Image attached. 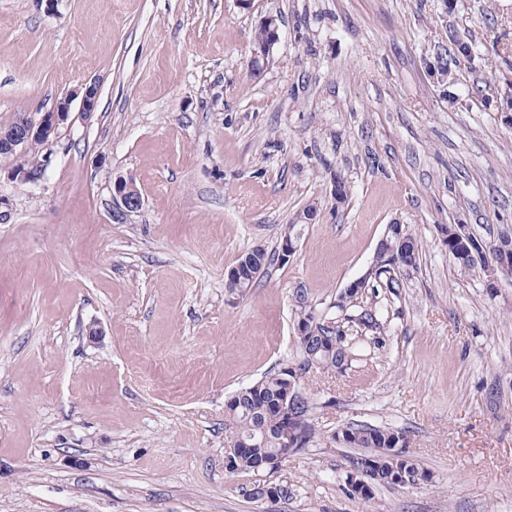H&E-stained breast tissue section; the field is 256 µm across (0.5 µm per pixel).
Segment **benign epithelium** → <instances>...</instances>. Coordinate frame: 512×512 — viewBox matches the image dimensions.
Returning <instances> with one entry per match:
<instances>
[{
  "instance_id": "obj_1",
  "label": "benign epithelium",
  "mask_w": 512,
  "mask_h": 512,
  "mask_svg": "<svg viewBox=\"0 0 512 512\" xmlns=\"http://www.w3.org/2000/svg\"><path fill=\"white\" fill-rule=\"evenodd\" d=\"M261 24L267 28L269 38L257 49L251 50L253 61L268 62L273 57L276 44L279 41L280 20L268 15ZM100 96V85L95 79L86 80L69 91L55 107L42 113L38 118L27 117L17 126L0 128V155L12 156L26 150L29 143L41 140L50 141L58 138L59 129L70 125L73 103H79L78 117L89 122L96 114ZM113 216L124 219L139 212L143 207V199L133 179L119 175L112 184ZM498 262L492 270L490 280L497 283L502 277L512 278V249L497 245Z\"/></svg>"
}]
</instances>
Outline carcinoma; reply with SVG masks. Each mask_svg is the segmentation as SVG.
<instances>
[{"label":"carcinoma","instance_id":"1","mask_svg":"<svg viewBox=\"0 0 512 512\" xmlns=\"http://www.w3.org/2000/svg\"><path fill=\"white\" fill-rule=\"evenodd\" d=\"M446 237L443 243L448 246L449 255L455 262L469 268L477 261L476 252L484 250L483 241L469 237L465 243L457 241L460 226L448 224L444 227ZM392 250L377 251L375 271L364 281L357 291L339 296L336 308L344 313L358 304L365 289L370 285L394 288L397 281L390 277L382 281L381 276L394 267L405 263L398 257H410V265H415L418 256V242L406 233L392 238ZM280 252L269 255L261 246L245 252L230 271L226 289L234 295H245L264 275L267 266ZM297 342L303 356V367L286 366L276 373L265 376L257 382L236 391L224 406V419L231 428L230 444L252 448L249 454L240 457L238 472L250 473L267 468V458L273 457L281 448L288 447V439L283 435V425L292 418L303 423L298 440L294 442L295 452L307 448L315 438V428L310 421L311 405L307 398L296 396L299 378L296 374L315 362L323 368L343 373L354 361L355 342L352 336L338 327L330 328L321 321L316 308L300 304L297 312ZM335 440L345 448H365L366 455L374 458L376 483L398 486L407 472H412L414 481L422 485L429 480V474L418 467L405 453H393L395 448L407 447L408 440L400 432L376 426L354 425L342 429Z\"/></svg>","mask_w":512,"mask_h":512}]
</instances>
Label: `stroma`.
Instances as JSON below:
<instances>
[{
	"instance_id": "obj_1",
	"label": "stroma",
	"mask_w": 512,
	"mask_h": 512,
	"mask_svg": "<svg viewBox=\"0 0 512 512\" xmlns=\"http://www.w3.org/2000/svg\"><path fill=\"white\" fill-rule=\"evenodd\" d=\"M90 78L96 115L42 177L0 157V512H512V279L441 234L512 229V0H0V124ZM119 175L144 199L120 222ZM307 208L288 264L228 296ZM394 222L419 260L367 293L380 328L350 369L304 374L314 443L229 472L224 404L300 362L297 291L335 317ZM356 423L405 433L429 482L349 496L361 451L333 436ZM261 24L267 28L269 38L264 45H261L257 49H252V59L255 63L260 62L261 60L265 62H269L273 57V52L276 44L279 41V33H280V20L278 17L273 15L265 16L261 21ZM461 225L448 224L442 229V234L446 233V237H443V243L448 246L449 255L455 260V262L463 268L472 267L476 261V251H484L482 240L477 239L469 235V240L465 244L457 241V232H460ZM446 230V232H445ZM276 260L280 261V250L275 251L270 256L265 248L256 246L250 251L245 252L237 264L230 271L226 280V289L230 294L243 297L255 284V282L264 275L267 266ZM282 265L288 261L281 262Z\"/></svg>"
}]
</instances>
